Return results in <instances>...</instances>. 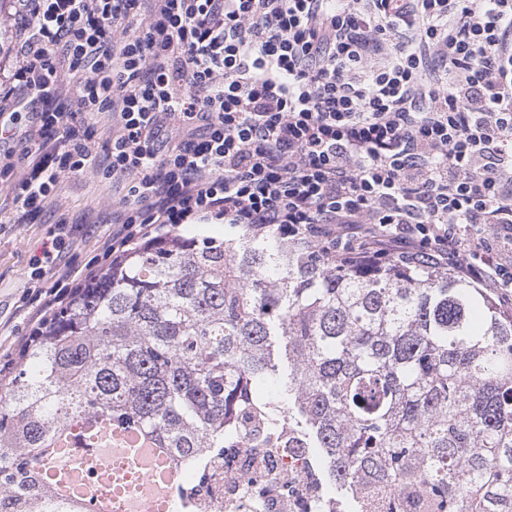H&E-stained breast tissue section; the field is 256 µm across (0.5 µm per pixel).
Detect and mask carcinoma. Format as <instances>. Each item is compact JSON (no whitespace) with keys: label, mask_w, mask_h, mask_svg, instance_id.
Returning a JSON list of instances; mask_svg holds the SVG:
<instances>
[{"label":"carcinoma","mask_w":512,"mask_h":512,"mask_svg":"<svg viewBox=\"0 0 512 512\" xmlns=\"http://www.w3.org/2000/svg\"><path fill=\"white\" fill-rule=\"evenodd\" d=\"M76 444L199 486L236 448H316L314 512L371 481L388 512H512V312L450 272L340 267L274 231L144 241L0 368V512H92Z\"/></svg>","instance_id":"1"}]
</instances>
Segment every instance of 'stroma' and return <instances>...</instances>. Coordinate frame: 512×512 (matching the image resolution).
Masks as SVG:
<instances>
[{
    "mask_svg": "<svg viewBox=\"0 0 512 512\" xmlns=\"http://www.w3.org/2000/svg\"><path fill=\"white\" fill-rule=\"evenodd\" d=\"M69 218L73 234L59 265L79 269L112 230V186L91 175L64 182L59 211H47L30 224L0 227V366L12 361L33 325L20 305L30 291L28 261L41 249L58 213Z\"/></svg>",
    "mask_w": 512,
    "mask_h": 512,
    "instance_id": "obj_1",
    "label": "stroma"
}]
</instances>
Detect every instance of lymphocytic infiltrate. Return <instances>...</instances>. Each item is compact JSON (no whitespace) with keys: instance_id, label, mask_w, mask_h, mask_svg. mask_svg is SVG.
<instances>
[{"instance_id":"lymphocytic-infiltrate-1","label":"lymphocytic infiltrate","mask_w":512,"mask_h":512,"mask_svg":"<svg viewBox=\"0 0 512 512\" xmlns=\"http://www.w3.org/2000/svg\"><path fill=\"white\" fill-rule=\"evenodd\" d=\"M0 187L25 224L120 183L114 229L29 262L36 320L132 244L274 229L345 265L448 270L512 305V0H16ZM105 154L91 150L99 115Z\"/></svg>"}]
</instances>
